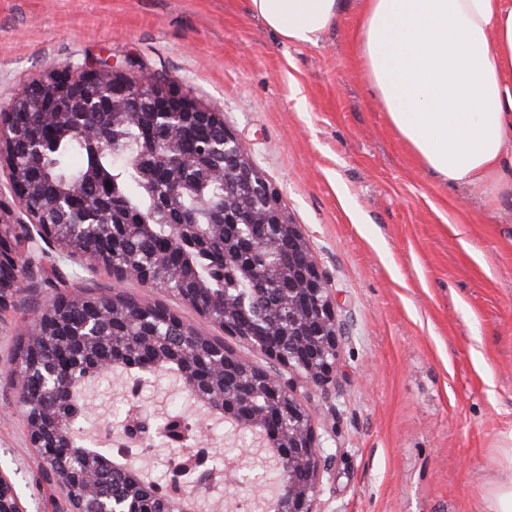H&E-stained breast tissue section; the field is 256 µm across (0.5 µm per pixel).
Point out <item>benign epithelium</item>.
I'll return each mask as SVG.
<instances>
[{"label": "benign epithelium", "mask_w": 512, "mask_h": 512, "mask_svg": "<svg viewBox=\"0 0 512 512\" xmlns=\"http://www.w3.org/2000/svg\"><path fill=\"white\" fill-rule=\"evenodd\" d=\"M116 103L130 113L134 122L150 128L156 127L163 116L183 127L221 129L219 135L201 143L199 150L224 157V208L220 216L240 242L238 259L224 266H233L253 279L256 299L261 305L268 296L266 278L271 275L288 293V308L279 312L283 341L249 339L247 343L311 383H331L336 375L339 343L335 300L304 235L297 225L287 222L275 192L254 166L243 142L224 125L219 113L200 105L176 83L109 58L82 67L64 64L53 69L18 93L0 119V165L8 170L11 196L9 203L0 199V306L20 286L29 264L28 255L40 249L41 244L54 242L57 224H68L77 232L106 238L117 248L123 247L122 225L112 221L110 202L76 208L72 204L74 190L64 188L40 209L25 207L26 199L34 192V184L25 176L26 162L46 147L37 133L44 118L54 115L67 122L84 137L91 150L101 151L109 144L101 133L102 122L91 126L84 119L91 114L99 117ZM16 207L26 214L27 220H12ZM175 243L183 249L197 250L218 241L193 225L188 230L179 228ZM92 260L120 278L133 274L150 288H165L145 262L134 269L116 265L110 250L96 251ZM71 303L72 297L63 295L52 307L36 312L30 324L35 335H56L65 325ZM150 327L160 339L185 332L183 324L172 317ZM75 338L83 345L97 339L94 317L86 318ZM207 351L209 357L224 360V402L236 414L232 424L265 438L267 431L259 429L258 424L268 414L274 419L278 443L288 449V458L274 460V467L285 468L283 491L266 500L264 512H317L322 446L313 416L296 396L294 382L247 364L212 343ZM25 420L28 429L40 427L44 431L42 439L32 444L38 449L39 458L54 456L60 425L55 421L35 423L28 416ZM121 426L132 436L147 434L153 427V416L132 409ZM82 481L78 470L67 468L65 480L59 484L67 512H86L83 502L71 496ZM0 512H26L11 478L1 471Z\"/></svg>", "instance_id": "7a95c632"}]
</instances>
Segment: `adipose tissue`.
<instances>
[{"label":"adipose tissue","instance_id":"1","mask_svg":"<svg viewBox=\"0 0 512 512\" xmlns=\"http://www.w3.org/2000/svg\"><path fill=\"white\" fill-rule=\"evenodd\" d=\"M288 43L335 25L344 0H250ZM358 50L391 127L438 179L512 201V0H364Z\"/></svg>","mask_w":512,"mask_h":512}]
</instances>
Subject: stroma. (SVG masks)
<instances>
[{
  "label": "stroma",
  "mask_w": 512,
  "mask_h": 512,
  "mask_svg": "<svg viewBox=\"0 0 512 512\" xmlns=\"http://www.w3.org/2000/svg\"><path fill=\"white\" fill-rule=\"evenodd\" d=\"M362 0L314 45L286 43L249 0H0V106L62 63L133 60L224 115L337 299L335 380L298 382L324 448L318 512H490L512 445V205L424 170L369 89ZM33 253L0 306V471L27 512H65L29 447L8 370L33 312L88 288L161 304L245 361L264 355L190 305L86 260ZM123 375L87 391L102 437Z\"/></svg>",
  "instance_id": "stroma-1"
}]
</instances>
